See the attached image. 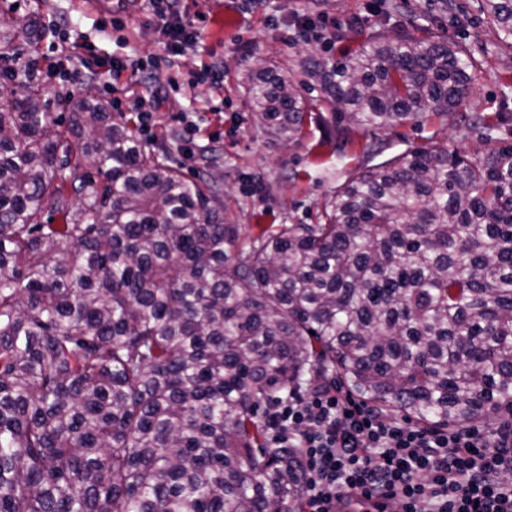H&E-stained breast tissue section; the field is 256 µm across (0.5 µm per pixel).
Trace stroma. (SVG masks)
Instances as JSON below:
<instances>
[{
  "label": "stroma",
  "mask_w": 512,
  "mask_h": 512,
  "mask_svg": "<svg viewBox=\"0 0 512 512\" xmlns=\"http://www.w3.org/2000/svg\"><path fill=\"white\" fill-rule=\"evenodd\" d=\"M379 4L380 0H181V22L199 39L172 53L167 35L151 23L136 0H107L98 9L86 0H0V15L14 11L32 23L28 37L17 41L9 59H0V109L10 106L17 87L7 72L23 69L43 90L49 112L62 125L68 119L65 101L80 89L92 90L97 100L111 104L115 117L133 118L139 107H146L152 119L140 134L149 145L162 148L166 165L191 179L222 174L225 222L248 231L258 224H312L341 185L365 166V141L380 146L385 160L408 146L427 145L433 135L447 142L449 150L471 155L481 143L477 133L461 131L469 117L512 113V48H497L495 27L474 14L477 0H455L458 9L474 15L463 29L449 15L432 10L428 0H405L402 12L389 19ZM425 12L433 33L488 50L470 100L447 121L434 118L420 128L409 123L373 131L353 127L352 140L346 143L336 137L332 106L310 82L296 86L312 120L294 141L253 123L246 76L254 68L271 65L286 70L309 55L335 56L331 35L341 23L354 22L349 38L358 45L381 29L396 35ZM51 16L62 20L54 31L45 27ZM76 42L93 45L101 58H129L143 73L175 77L182 90H161L153 82L141 85L127 72L119 84L133 87L135 94L113 106L112 96L72 56ZM213 62L224 68L219 113L209 109L210 87L195 83L198 73ZM184 119L202 129L188 156L172 138Z\"/></svg>",
  "instance_id": "stroma-1"
}]
</instances>
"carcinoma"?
Wrapping results in <instances>:
<instances>
[{"mask_svg":"<svg viewBox=\"0 0 512 512\" xmlns=\"http://www.w3.org/2000/svg\"><path fill=\"white\" fill-rule=\"evenodd\" d=\"M478 11L512 47V0ZM27 33L0 19V51ZM298 67L369 129L448 119L478 60L377 32ZM247 83L257 124L302 132L292 81ZM66 105L74 153L31 80L0 111V512H295L262 407L329 373L424 427L512 414L511 116L465 126L495 143L473 157L407 149L318 222L245 238L220 178L187 179L84 93Z\"/></svg>","mask_w":512,"mask_h":512,"instance_id":"carcinoma-1","label":"carcinoma"}]
</instances>
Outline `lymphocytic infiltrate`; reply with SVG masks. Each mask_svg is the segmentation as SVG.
<instances>
[{
    "label": "lymphocytic infiltrate",
    "mask_w": 512,
    "mask_h": 512,
    "mask_svg": "<svg viewBox=\"0 0 512 512\" xmlns=\"http://www.w3.org/2000/svg\"><path fill=\"white\" fill-rule=\"evenodd\" d=\"M301 512H512V422L464 431L386 415L333 382L268 409Z\"/></svg>",
    "instance_id": "f902f5d3"
}]
</instances>
